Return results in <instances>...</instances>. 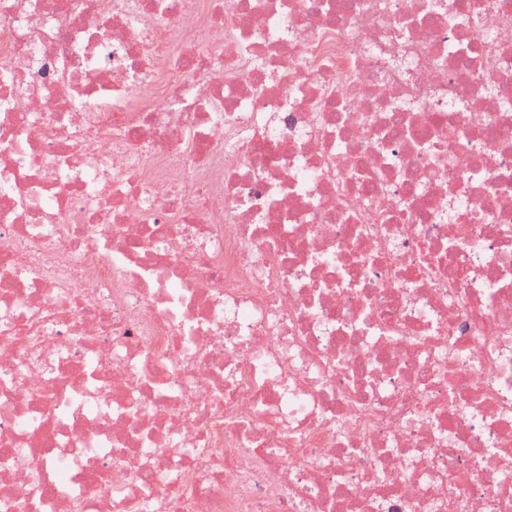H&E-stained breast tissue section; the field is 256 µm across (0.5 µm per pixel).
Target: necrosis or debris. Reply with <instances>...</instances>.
Returning <instances> with one entry per match:
<instances>
[{
    "label": "necrosis or debris",
    "mask_w": 512,
    "mask_h": 512,
    "mask_svg": "<svg viewBox=\"0 0 512 512\" xmlns=\"http://www.w3.org/2000/svg\"><path fill=\"white\" fill-rule=\"evenodd\" d=\"M0 512H512V0H0Z\"/></svg>",
    "instance_id": "1"
}]
</instances>
